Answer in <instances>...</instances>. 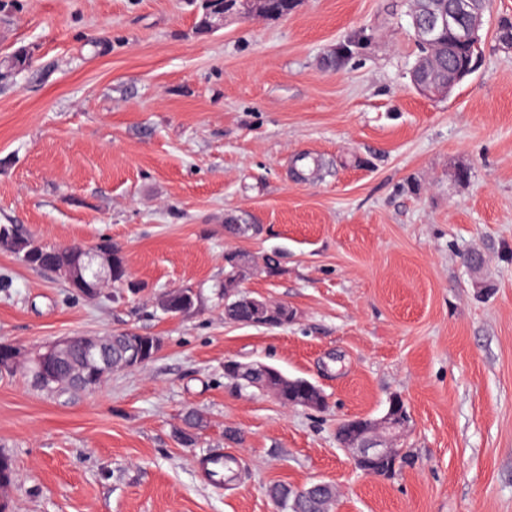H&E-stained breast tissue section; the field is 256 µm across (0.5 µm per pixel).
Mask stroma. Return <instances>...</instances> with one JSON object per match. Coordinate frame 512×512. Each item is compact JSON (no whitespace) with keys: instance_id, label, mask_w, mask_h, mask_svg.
Masks as SVG:
<instances>
[{"instance_id":"obj_1","label":"stroma","mask_w":512,"mask_h":512,"mask_svg":"<svg viewBox=\"0 0 512 512\" xmlns=\"http://www.w3.org/2000/svg\"><path fill=\"white\" fill-rule=\"evenodd\" d=\"M199 6L0 0V224L110 241L137 284L81 296L0 250V341L161 339L93 392L0 372L16 471L0 512H278L270 485L318 481L331 512H512V49L497 38L512 0H490L480 64L443 98L411 82L408 0H296L211 32ZM301 154L321 178L296 173ZM232 217L258 232L229 234ZM230 251L279 254L278 274L243 287L288 304L291 324L225 321ZM184 286L194 311L166 315ZM229 360L307 378L327 405L239 389ZM395 394L410 457L364 474L336 426ZM218 452L235 470L219 487L199 468ZM197 293L191 287L174 289L162 296L161 304L166 307L168 313L178 315L183 311L190 313L197 304Z\"/></svg>"}]
</instances>
